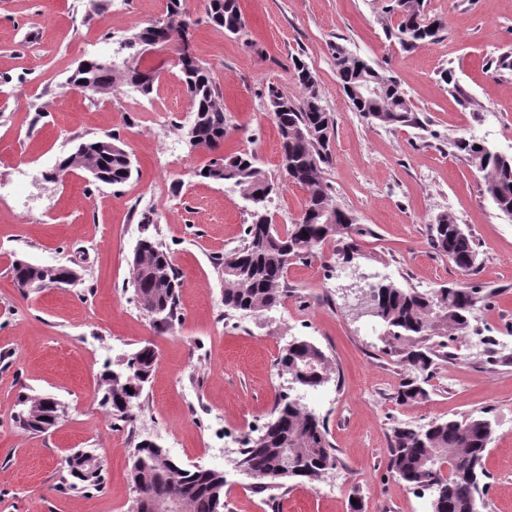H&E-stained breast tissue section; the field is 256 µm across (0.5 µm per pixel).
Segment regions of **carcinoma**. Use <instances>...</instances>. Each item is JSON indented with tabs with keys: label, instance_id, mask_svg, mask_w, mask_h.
<instances>
[{
	"label": "carcinoma",
	"instance_id": "carcinoma-1",
	"mask_svg": "<svg viewBox=\"0 0 512 512\" xmlns=\"http://www.w3.org/2000/svg\"><path fill=\"white\" fill-rule=\"evenodd\" d=\"M389 11L396 14V23L387 28L386 36L400 46L423 47L438 38L442 24L426 16L423 0H393ZM207 22L229 35H238L245 28L238 0H208ZM158 24L163 26L162 45L175 48L180 79L195 112V134L185 128L183 136L191 147L214 153L206 165L208 173L199 176L236 187L251 203V222L241 245L224 253L218 262L224 278V315L267 311L282 304L286 297L290 266L306 263L338 236L359 232L355 217L336 204L333 188L323 175L333 117L323 105L315 75L300 58L293 60V77L303 89L302 100L288 97L273 84L265 91L280 136L288 182L305 192L301 222L281 229L267 209L274 184L255 155L221 153L228 136L223 96L210 68L184 46V35L194 22L181 0H169ZM132 36L127 50L133 65L122 69L107 60H95L87 68L73 71L70 87L93 98L100 91H111L112 85L121 81L149 95L154 83L139 82L137 77L141 72L153 71L140 62L155 37V29L147 25ZM334 61L336 76L353 111L384 127L419 122L404 90L381 68L341 46L334 48ZM364 85L370 91L357 94ZM452 147L481 174L484 195L511 220L512 155L464 136L455 139ZM128 158L130 154L119 137L109 134L79 144L59 163L56 176L87 171L100 182L119 185L132 175L133 163ZM429 232L430 244L440 255L460 270H474L477 244L453 215H438ZM140 242L143 247L134 252L130 284L139 307L154 318L155 333L164 335L180 317L177 271L169 252L153 235H145ZM485 298L481 289L461 285L442 286L431 292L405 290L391 283L375 285V318L384 329L386 343L402 347L401 362L408 372L396 393L399 403H419L427 398L425 375L432 371L439 349L448 346L443 338L474 335L472 313ZM276 365L303 387L314 389L330 380L327 356L307 340H295L283 348ZM154 366L151 355L140 347L116 369L120 382L105 388L101 397L102 406L115 420L127 423L135 417ZM493 434L491 422L476 416L435 420L415 427L399 424L392 429L389 467L413 491L434 486L432 512H469L470 505L480 502V491L487 488L484 459ZM80 458L77 451L65 459L67 472L73 479L72 486L89 488L95 485L96 476L83 473ZM239 458L264 473L254 488L258 493H268L272 502L288 482L311 485L337 464L324 419L286 394L276 396L272 417L260 437H245ZM128 479L132 488L177 504L175 512H224L226 507L224 488L228 481L224 472L186 467L152 441H140L129 454Z\"/></svg>",
	"mask_w": 512,
	"mask_h": 512
}]
</instances>
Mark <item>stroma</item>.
I'll use <instances>...</instances> for the list:
<instances>
[{
	"instance_id": "1",
	"label": "stroma",
	"mask_w": 512,
	"mask_h": 512,
	"mask_svg": "<svg viewBox=\"0 0 512 512\" xmlns=\"http://www.w3.org/2000/svg\"><path fill=\"white\" fill-rule=\"evenodd\" d=\"M390 0H239L245 28L225 34L206 21L207 0H184L195 20L193 46L224 97L228 152L254 153L278 184L268 209L294 222L304 193L289 184L279 136L264 98L268 85L302 99L292 75L302 57L334 119L324 176L337 204L364 230L291 266L288 296L258 314L218 317L224 279L216 259L240 244L250 207L231 186L199 177L211 154L181 135L192 118L172 48L156 50L150 95L128 84L94 100L75 96L78 63L127 58L124 40L166 12L167 0H0V512H133L128 455L149 439L187 465L225 472V512H275L234 471L240 438L262 428L285 392L324 418L337 466L320 485H292L276 512H430L429 495L406 489L388 468L391 429L470 415L489 419L494 439L481 512H512V220L482 189L479 173L455 153L461 136L512 154V73L490 62L512 52V0H425L442 20L434 43L404 50L390 42ZM386 68L421 123L397 129L353 112L339 85L335 46ZM451 70L457 83L441 79ZM113 133L130 153V180L113 186L90 174L53 179L60 159L82 142ZM152 213L179 276L182 320L155 335L128 283ZM452 213L478 243L479 270L463 274L429 244L428 227ZM78 271L68 288H21L13 260ZM465 285L489 294L472 327L494 337L493 353L453 345L428 397L401 405L406 376L382 328L353 310V289ZM304 339L329 359V382L308 389L278 375L288 342ZM158 354L133 423L116 425L100 403L105 364L145 341ZM48 395L66 409L49 431L15 423L20 396ZM75 449L103 464L98 489H71L64 458Z\"/></svg>"
}]
</instances>
